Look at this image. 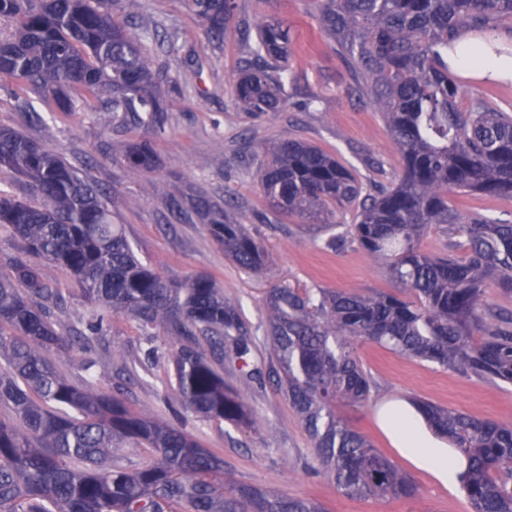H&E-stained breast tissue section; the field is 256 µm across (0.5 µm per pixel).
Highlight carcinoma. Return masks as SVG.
Here are the masks:
<instances>
[{"label":"carcinoma","instance_id":"carcinoma-1","mask_svg":"<svg viewBox=\"0 0 512 512\" xmlns=\"http://www.w3.org/2000/svg\"><path fill=\"white\" fill-rule=\"evenodd\" d=\"M136 0H0V76L53 96L69 111L76 94L100 101L113 118L131 116L158 128L167 98L140 42L117 24L116 10ZM219 39L232 0H191ZM327 37L352 62L381 112L403 160L390 187L363 191L334 155L296 138L270 142L259 184L272 208L328 225L336 210L353 213L350 241L379 261L400 286L366 294L316 288H273L266 296L270 361L251 357L236 310L207 275L182 280L153 271L135 253L122 225L112 223L106 191L45 145L15 128H0V168L13 171L27 195L0 193V232L18 243L0 270V512H324L316 499L224 485V458L182 431L129 407L117 392L99 391L53 349L86 354L81 370L116 372L136 381L126 363L92 356L105 321L122 315L147 339L162 329L172 350L168 382L181 407L207 421L257 428L242 393L276 382L309 435L318 475L349 499L409 498L412 480L336 412L364 405L371 379L361 344L418 358L479 379L512 384V315L494 313L486 288L512 292V224L463 215L457 193L512 198V115L476 98L460 101L448 72V46L463 30L512 29V0H318ZM254 59L237 84L254 114L288 105L284 73L293 36L273 16L255 24ZM27 123L32 101L17 98ZM127 167L152 171L157 153L143 139L125 150ZM204 221L208 234L240 267L262 272L265 246L202 196L172 200ZM440 227L450 246L436 255L422 237ZM74 277L94 314L75 331L52 319L63 299L35 260ZM206 345H201V342ZM237 364L239 387L224 382V347ZM417 410L469 462L462 488L471 512H512V426L432 402Z\"/></svg>","mask_w":512,"mask_h":512}]
</instances>
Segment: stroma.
Listing matches in <instances>:
<instances>
[{
  "label": "stroma",
  "instance_id": "stroma-1",
  "mask_svg": "<svg viewBox=\"0 0 512 512\" xmlns=\"http://www.w3.org/2000/svg\"><path fill=\"white\" fill-rule=\"evenodd\" d=\"M275 15L288 21L295 44L285 81L288 105L256 117L245 112L234 92L249 55L245 24ZM116 22L150 27L143 43L162 88L170 98L160 134L114 120L98 102L75 100L60 111L54 100L32 94L42 123L24 128L88 177L105 187L114 223L123 225L136 253L163 276L183 279L198 274L221 284L224 300L236 306L253 355L268 360L265 296L270 288H332L365 294L395 290L383 265L356 246L327 247L326 233L268 205L256 171L270 141L298 138L335 154L366 186L394 183L402 172L385 122L359 90L344 54L330 43L319 22L317 0H234L233 16L222 40H213L190 0H138L133 12L115 13ZM152 138L158 156L153 171L131 174L124 160L129 143ZM204 195L267 248L263 273L240 269L203 224L179 217L168 195L183 188ZM44 280L61 290L65 308L59 319L79 327L92 307L61 267L40 262ZM100 348L133 363L147 346L138 324L114 317L104 327ZM372 381L362 406L343 405L342 418L391 460L399 455L379 429L376 413L390 399H419L501 424H512V385L482 381L452 369L403 358L376 345L358 350ZM167 362L138 368V380L124 401L155 419L172 424L204 447L220 452L227 478L237 483L319 500L327 512H470L462 489L437 484L428 473L401 463L417 487L410 498L352 500L311 475V440L287 398L274 383L246 391L245 404L257 419L255 430L231 423L204 422L174 415V396L164 380Z\"/></svg>",
  "mask_w": 512,
  "mask_h": 512
}]
</instances>
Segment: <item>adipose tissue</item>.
<instances>
[{
	"instance_id": "1",
	"label": "adipose tissue",
	"mask_w": 512,
	"mask_h": 512,
	"mask_svg": "<svg viewBox=\"0 0 512 512\" xmlns=\"http://www.w3.org/2000/svg\"><path fill=\"white\" fill-rule=\"evenodd\" d=\"M498 43L496 34L484 38L461 33L448 51L451 73L472 82L494 81L512 84V51L497 54L478 52L479 41ZM378 425L392 447L413 467L426 471L433 480L447 488L461 486L467 469L465 458L448 453L439 441L422 430L409 412L407 403L396 401L386 406L377 418Z\"/></svg>"
}]
</instances>
